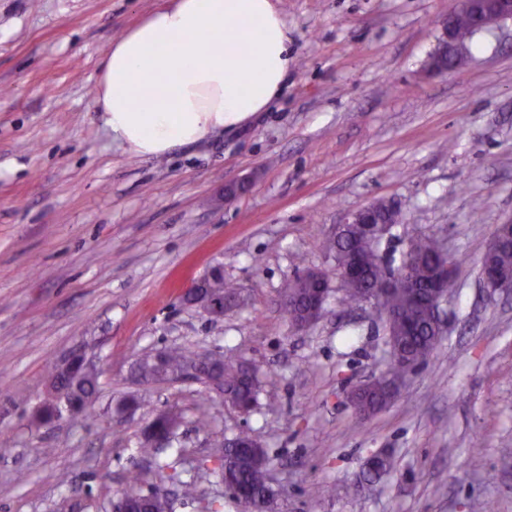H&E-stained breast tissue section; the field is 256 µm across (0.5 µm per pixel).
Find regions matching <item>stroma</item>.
Segmentation results:
<instances>
[{
    "label": "stroma",
    "mask_w": 512,
    "mask_h": 512,
    "mask_svg": "<svg viewBox=\"0 0 512 512\" xmlns=\"http://www.w3.org/2000/svg\"><path fill=\"white\" fill-rule=\"evenodd\" d=\"M159 3L0 0V512H113L126 486L175 493L193 474L201 497L174 512H242L217 467L242 431L270 458L273 512H512V295L480 278L512 222V22L433 77L453 0H277L293 56L282 95L235 131L134 156L95 86L112 40ZM381 198L406 206L393 260L432 234L456 272L437 351L356 431L348 396L386 369L387 334L369 306L343 305L326 245ZM217 264L240 291L218 320L182 300ZM309 269L329 292L297 331L282 290ZM174 345L256 369L255 408L199 381L139 382L137 359ZM73 352L96 363L97 394L78 417L33 422ZM171 409L170 448L143 458L147 424ZM383 449L393 468L368 478Z\"/></svg>",
    "instance_id": "obj_1"
}]
</instances>
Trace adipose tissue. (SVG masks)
Returning <instances> with one entry per match:
<instances>
[{
	"instance_id": "ef3b65f1",
	"label": "adipose tissue",
	"mask_w": 512,
	"mask_h": 512,
	"mask_svg": "<svg viewBox=\"0 0 512 512\" xmlns=\"http://www.w3.org/2000/svg\"><path fill=\"white\" fill-rule=\"evenodd\" d=\"M290 43L274 0H164L105 50L96 103L128 153L162 156L265 111Z\"/></svg>"
}]
</instances>
